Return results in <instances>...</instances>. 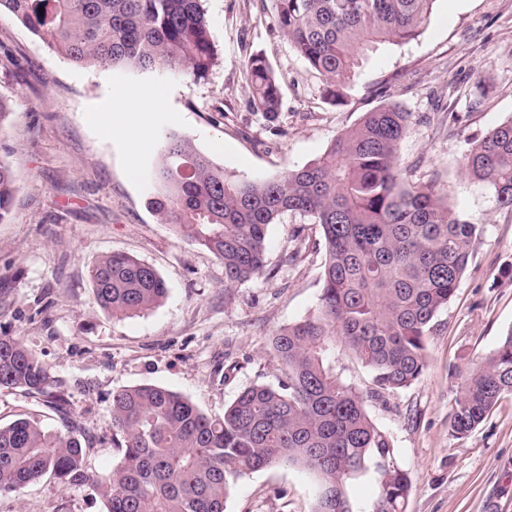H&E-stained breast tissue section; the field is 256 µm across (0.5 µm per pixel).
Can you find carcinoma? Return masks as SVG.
Returning <instances> with one entry per match:
<instances>
[{"label":"carcinoma","mask_w":512,"mask_h":512,"mask_svg":"<svg viewBox=\"0 0 512 512\" xmlns=\"http://www.w3.org/2000/svg\"><path fill=\"white\" fill-rule=\"evenodd\" d=\"M203 0H0L31 33L70 61L138 73L204 77L217 50ZM271 19L293 51L325 80L334 103L368 51L414 41L435 0H270ZM44 12H39V8ZM242 66L251 107L272 119L281 84L268 60ZM411 113L386 102L363 113L304 167L248 180L229 175L179 132L164 135L151 205L177 235L224 263V286L269 280L268 228L287 214L321 227L326 253L315 308L277 330L278 384L243 389L221 414L203 413L172 390L140 384L112 391V469L87 465L92 436L72 421L71 382L53 375L22 339L0 336V387L52 412L0 426V495L20 496L44 476L87 486L106 512H225L231 487L272 464L316 479L312 512H405L411 490L390 436L369 416L367 396L342 383L330 358L340 346L373 373L378 397L416 382L426 336L448 305L480 227L458 217L430 183L409 182L399 145ZM462 169L512 207V120L463 155ZM16 177L0 160V221ZM98 307L130 318L167 294L159 272L114 253L91 270ZM512 396V329L461 374L450 433L475 431ZM370 482L360 503L351 488Z\"/></svg>","instance_id":"cac0c4a2"}]
</instances>
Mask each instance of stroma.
Returning <instances> with one entry per match:
<instances>
[{
    "label": "stroma",
    "instance_id": "35a3bbf8",
    "mask_svg": "<svg viewBox=\"0 0 512 512\" xmlns=\"http://www.w3.org/2000/svg\"><path fill=\"white\" fill-rule=\"evenodd\" d=\"M204 8L218 60L201 79L78 65L0 13V97L11 104L0 160L17 178L0 222V336L21 338L53 375L80 381L71 407L96 437V471L117 460L113 390L153 384L213 415L244 388L277 383L270 336L306 317L321 292L319 225L289 215L271 225L266 260L278 275L228 288L223 264L150 208L148 170L169 129L241 178L301 168L377 106L370 91L389 82L392 101L411 114L399 149L406 178L434 184L482 232L426 336L423 375L366 409L410 474L405 512H512V397L469 436L448 433L459 370L512 329V208L460 168L470 142L512 119V0H436L415 41L370 53L342 105L324 98L321 76L293 52L264 0H205ZM257 52L282 85L272 119L252 110L241 67ZM132 101L145 144L134 158L123 131ZM105 119L114 134L103 132ZM117 252L160 273L167 295L158 307L116 319L96 305L89 271ZM314 492L308 472L272 465L239 479L225 512H311ZM0 512L106 508L90 488L46 476L21 496L1 495Z\"/></svg>",
    "mask_w": 512,
    "mask_h": 512
}]
</instances>
